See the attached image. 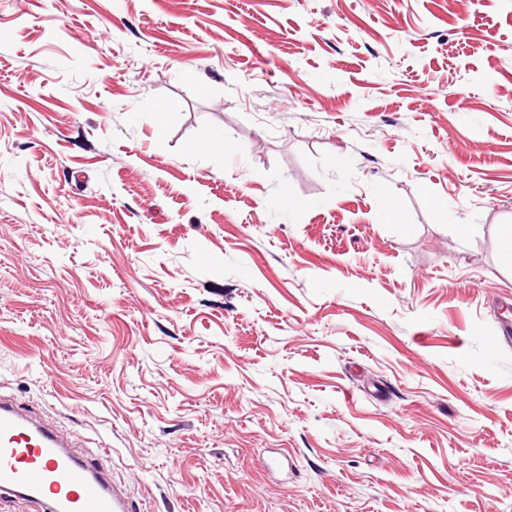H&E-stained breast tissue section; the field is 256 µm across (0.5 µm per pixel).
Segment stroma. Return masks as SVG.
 I'll use <instances>...</instances> for the list:
<instances>
[{"mask_svg": "<svg viewBox=\"0 0 512 512\" xmlns=\"http://www.w3.org/2000/svg\"><path fill=\"white\" fill-rule=\"evenodd\" d=\"M508 224L512 0H0V396L140 512H512Z\"/></svg>", "mask_w": 512, "mask_h": 512, "instance_id": "obj_1", "label": "stroma"}]
</instances>
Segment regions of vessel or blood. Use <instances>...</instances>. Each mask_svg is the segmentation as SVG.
<instances>
[{"label": "vessel or blood", "mask_w": 512, "mask_h": 512, "mask_svg": "<svg viewBox=\"0 0 512 512\" xmlns=\"http://www.w3.org/2000/svg\"><path fill=\"white\" fill-rule=\"evenodd\" d=\"M0 492L24 495L44 512H133L92 461L80 460L19 405L2 400Z\"/></svg>", "instance_id": "vessel-or-blood-1"}]
</instances>
